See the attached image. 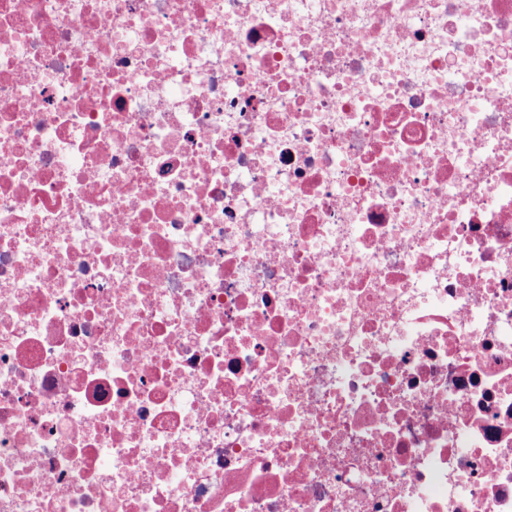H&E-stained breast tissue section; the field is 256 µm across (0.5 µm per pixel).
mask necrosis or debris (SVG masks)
<instances>
[{
  "label": "necrosis or debris",
  "mask_w": 512,
  "mask_h": 512,
  "mask_svg": "<svg viewBox=\"0 0 512 512\" xmlns=\"http://www.w3.org/2000/svg\"><path fill=\"white\" fill-rule=\"evenodd\" d=\"M0 512H512V0H0Z\"/></svg>",
  "instance_id": "1"
}]
</instances>
